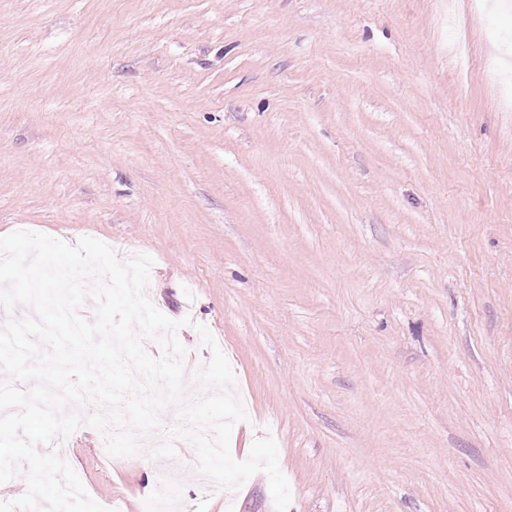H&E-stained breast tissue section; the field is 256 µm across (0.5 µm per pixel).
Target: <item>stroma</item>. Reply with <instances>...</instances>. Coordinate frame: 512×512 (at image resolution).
<instances>
[{
    "instance_id": "stroma-1",
    "label": "stroma",
    "mask_w": 512,
    "mask_h": 512,
    "mask_svg": "<svg viewBox=\"0 0 512 512\" xmlns=\"http://www.w3.org/2000/svg\"><path fill=\"white\" fill-rule=\"evenodd\" d=\"M511 66L512 0H0V237L150 256L288 512H512ZM154 446L60 453L117 512H275Z\"/></svg>"
}]
</instances>
